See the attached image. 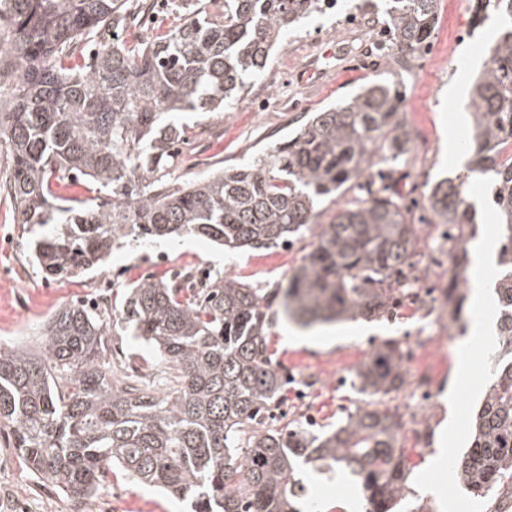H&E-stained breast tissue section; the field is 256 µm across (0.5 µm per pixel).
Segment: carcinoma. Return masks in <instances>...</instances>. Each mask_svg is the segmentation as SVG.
Wrapping results in <instances>:
<instances>
[{
	"label": "carcinoma",
	"instance_id": "obj_1",
	"mask_svg": "<svg viewBox=\"0 0 512 512\" xmlns=\"http://www.w3.org/2000/svg\"><path fill=\"white\" fill-rule=\"evenodd\" d=\"M328 0H210L150 39L99 44L89 62L74 46L127 26L126 0H0V144L7 148L16 223L32 234L33 262L54 280L99 266L124 238L201 236L234 251L310 238L288 286L234 277L199 285L194 271L148 276L127 292L122 323L169 370L160 394L105 366L107 325L77 302L56 311L38 350L0 348V433L44 482L90 499L121 467L194 504V512H298L297 469L338 468L359 484L366 512L409 501L403 416L384 397L405 383V353L381 341L356 370L370 397L335 429L313 434L267 418L283 389L267 338L278 311L310 327L382 318L404 293L422 240L379 168L412 149L403 95L372 81L314 112L285 140L241 167L167 180L182 128L169 112L228 109L268 64L283 30ZM441 0H387L385 52L414 57L430 41ZM475 18L498 35L472 83L466 173L431 189L436 224L473 227L470 176L491 192L498 232L491 378L467 451L451 461L475 500L512 495V0H476ZM84 179L87 196L61 190ZM358 191L317 223V205ZM443 290L448 324L465 335L470 265L453 253Z\"/></svg>",
	"mask_w": 512,
	"mask_h": 512
}]
</instances>
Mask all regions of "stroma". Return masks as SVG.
<instances>
[{"label": "stroma", "instance_id": "35a3bbf8", "mask_svg": "<svg viewBox=\"0 0 512 512\" xmlns=\"http://www.w3.org/2000/svg\"><path fill=\"white\" fill-rule=\"evenodd\" d=\"M361 0H335L329 10L311 15L288 29L270 64L255 76L247 93L229 109L172 112L168 121L186 128L190 146L178 156L172 176L186 180L216 168L240 167L261 150L286 138L309 112L338 102L372 79L397 86L415 145L401 157L403 178L397 189L404 200H417L424 215L435 183L462 173L466 154L448 149V133L470 127V85L482 67V49L490 27H474L473 0H441L426 51L404 62L388 56L363 63L366 48L381 44L383 27L344 26L358 16ZM154 17L140 18V0H127L131 18L120 35L126 41L167 30L176 7L195 9L198 0H156ZM461 88L448 94L449 85ZM304 241L266 251L225 253L207 239L185 237L136 243L123 240L101 269L65 282L46 278L32 262L27 235L14 221L9 200L0 197V346L40 343L41 326L63 305L90 301L108 326L107 360L113 369L137 370L162 385L167 371L143 342L129 336L118 315L127 287L148 276L165 278L182 268L199 277L231 276L258 288L288 278L301 264ZM384 339L400 341L406 369L424 367L434 380L435 405L423 431L429 442L405 437L413 466L410 486L422 512H497L498 502L470 500L451 468L453 457L466 452L473 414L489 383L485 365L489 346L458 335L447 323L422 317L417 305L404 303L385 318H359L302 330L279 321L268 338L274 361L289 375L283 408L289 418L314 415V432L329 430L346 414L364 405L354 387L357 368ZM303 512H364L360 493L339 478L313 477L305 482ZM0 512H191L188 502L150 489L121 469L99 484L90 501L67 496L59 487L40 482L16 455L11 438L0 434Z\"/></svg>", "mask_w": 512, "mask_h": 512}]
</instances>
